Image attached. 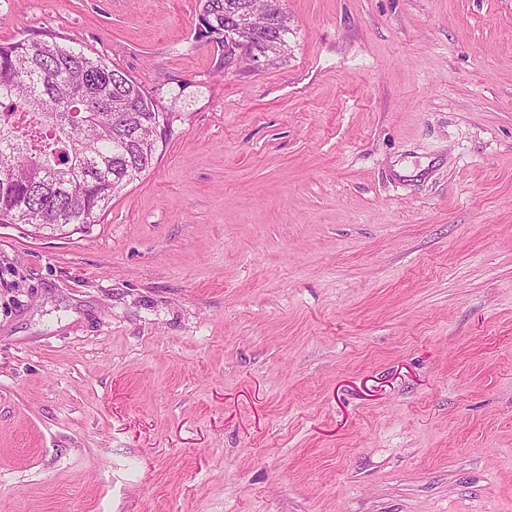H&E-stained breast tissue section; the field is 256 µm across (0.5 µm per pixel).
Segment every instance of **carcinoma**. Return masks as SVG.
I'll return each instance as SVG.
<instances>
[{
  "label": "carcinoma",
  "instance_id": "1",
  "mask_svg": "<svg viewBox=\"0 0 512 512\" xmlns=\"http://www.w3.org/2000/svg\"><path fill=\"white\" fill-rule=\"evenodd\" d=\"M206 32L276 64L288 55V14L275 0H199ZM167 115L124 72L50 39L0 44V219L97 223L112 197L154 164L153 126Z\"/></svg>",
  "mask_w": 512,
  "mask_h": 512
}]
</instances>
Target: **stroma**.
Instances as JSON below:
<instances>
[{
  "mask_svg": "<svg viewBox=\"0 0 512 512\" xmlns=\"http://www.w3.org/2000/svg\"><path fill=\"white\" fill-rule=\"evenodd\" d=\"M0 0L171 134L97 223H0V512H512V0ZM198 1L200 19L204 24L206 32L221 36L217 38V43L227 48L230 54L239 44L232 42L230 46L228 38L231 37L232 41H234V37H238L240 34L233 30H228L224 33L225 28L243 29L244 37L248 39L249 43L241 40L235 41L244 43L243 46H245L246 51L250 55L251 61L257 66L262 65L265 61L267 64H276L288 55V35L290 34L291 27L288 14L283 11L280 3L271 0ZM250 12L256 15L258 21L248 31L246 21ZM270 13H273L275 17L269 23L263 25L264 18ZM247 44L249 45L247 46ZM248 47L253 53L263 55L266 59L256 54H250Z\"/></svg>",
  "mask_w": 512,
  "mask_h": 512,
  "instance_id": "35a3bbf8",
  "label": "stroma"
}]
</instances>
